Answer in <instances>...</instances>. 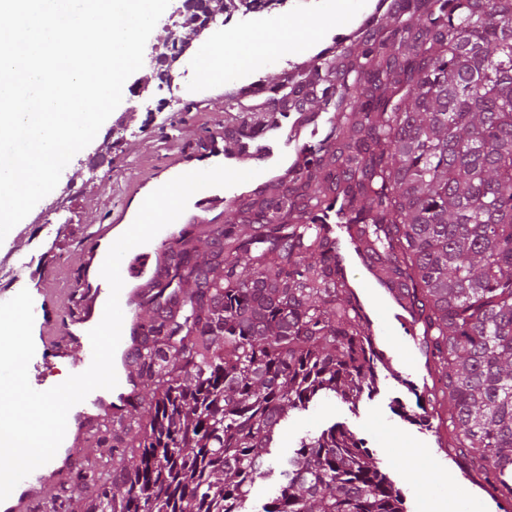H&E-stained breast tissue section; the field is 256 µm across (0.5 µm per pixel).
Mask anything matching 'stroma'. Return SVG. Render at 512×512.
Segmentation results:
<instances>
[{
	"label": "stroma",
	"instance_id": "obj_1",
	"mask_svg": "<svg viewBox=\"0 0 512 512\" xmlns=\"http://www.w3.org/2000/svg\"><path fill=\"white\" fill-rule=\"evenodd\" d=\"M175 30L170 13H163L149 36L142 68L126 81L123 99L94 140L63 170L52 193L0 242V296L35 290L32 277L16 278L17 257L26 258L34 275L54 287L72 288L83 277L82 254L93 224L113 223L118 211H130L138 195L150 188L179 155H207L211 136L224 134V87L197 86L191 59L175 70V89L151 87L146 97L132 89L150 78L149 63L156 48ZM94 175H87L90 160ZM85 171L74 182L75 171ZM415 394L389 379H380L376 392L350 406L332 395L314 399L290 413L271 448L273 468L284 464L300 441L335 423L348 427L369 448L380 470L395 480L405 497L406 512H420L426 492L436 485L435 474L456 469L454 459H440L429 448L428 431L419 419Z\"/></svg>",
	"mask_w": 512,
	"mask_h": 512
}]
</instances>
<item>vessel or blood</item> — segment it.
Segmentation results:
<instances>
[{"label":"vessel or blood","instance_id":"1","mask_svg":"<svg viewBox=\"0 0 512 512\" xmlns=\"http://www.w3.org/2000/svg\"><path fill=\"white\" fill-rule=\"evenodd\" d=\"M292 145L283 128H276L273 136L255 140L232 154H224L222 148H214V155H227L230 168L237 170L263 169L274 153L277 141ZM235 198L234 193H211L200 190L194 195L191 211L183 213V224L201 225L210 216L223 213ZM113 231L112 225H99L82 256L84 268H92L101 261L100 246ZM171 229H162L158 245L147 249L135 247L124 256L120 272L124 286L120 305L124 320L121 342L116 350L115 370L118 385L111 399H104L100 391L91 392L72 409V419L67 423L65 438L55 457L22 480L11 495L0 502V512H33L36 505H49V493L75 470L80 450L89 446L100 428L112 420L129 414L141 392V384L133 372V358L140 344L142 304L151 288L158 281L163 266V256L175 241ZM110 294L106 280H84L81 286L82 304L69 315L64 334H57L52 317H43L39 326V342L28 366L33 388H40L44 368L53 362L70 366L74 373H82L91 364L92 347L87 335L101 320L104 306ZM384 308L369 318V339L377 359L387 378L410 389L430 393L433 368L424 359L422 339L418 324L408 309L400 306L390 293L382 295ZM396 327L402 337L393 343L385 336L386 327Z\"/></svg>","mask_w":512,"mask_h":512}]
</instances>
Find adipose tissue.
Listing matches in <instances>:
<instances>
[{"mask_svg": "<svg viewBox=\"0 0 512 512\" xmlns=\"http://www.w3.org/2000/svg\"><path fill=\"white\" fill-rule=\"evenodd\" d=\"M335 22L334 10L326 9L316 14L303 15L294 22L282 19L256 32H216L208 41L198 45L194 58L195 71L200 83L208 85L213 83L215 75L218 74L226 78H242L258 69H273L276 58L265 52L266 44H276L282 51L292 49L301 41L304 30L312 27H329ZM242 40L252 43L251 51H237L236 45Z\"/></svg>", "mask_w": 512, "mask_h": 512, "instance_id": "ef3b65f1", "label": "adipose tissue"}]
</instances>
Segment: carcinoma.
<instances>
[{
    "label": "carcinoma",
    "instance_id": "1",
    "mask_svg": "<svg viewBox=\"0 0 512 512\" xmlns=\"http://www.w3.org/2000/svg\"><path fill=\"white\" fill-rule=\"evenodd\" d=\"M272 0H224L229 20ZM306 68L224 99V146L291 121L282 175L186 229L144 301L143 393L53 512H246L292 410L377 389L336 207L377 283L418 318L449 447L512 496V0H384ZM262 512H404L341 424L300 442ZM95 488L79 502L78 489Z\"/></svg>",
    "mask_w": 512,
    "mask_h": 512
}]
</instances>
